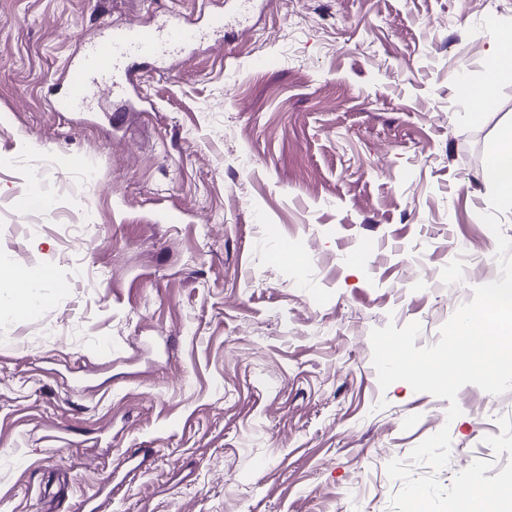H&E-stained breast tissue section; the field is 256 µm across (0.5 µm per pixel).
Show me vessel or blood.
<instances>
[{"label":"vessel or blood","instance_id":"1","mask_svg":"<svg viewBox=\"0 0 512 512\" xmlns=\"http://www.w3.org/2000/svg\"><path fill=\"white\" fill-rule=\"evenodd\" d=\"M231 22L223 11L210 12L206 29L179 19L154 25L106 28L101 39L87 42L69 69V87L57 100L59 110L83 112L89 109L102 82H111L123 92L138 61L164 60L211 36L223 35Z\"/></svg>","mask_w":512,"mask_h":512}]
</instances>
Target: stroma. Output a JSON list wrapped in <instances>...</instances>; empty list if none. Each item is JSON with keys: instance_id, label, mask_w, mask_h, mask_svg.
<instances>
[{"instance_id": "1", "label": "stroma", "mask_w": 512, "mask_h": 512, "mask_svg": "<svg viewBox=\"0 0 512 512\" xmlns=\"http://www.w3.org/2000/svg\"><path fill=\"white\" fill-rule=\"evenodd\" d=\"M258 4L137 65L134 104L106 87L75 113L52 102L85 42L204 24L195 0H0V269L46 297L0 310V512H394L388 462L442 427L443 486L512 459L486 442L512 390L483 415L462 387L450 422L448 400L380 389L370 343L413 321L416 347L437 343L500 277L481 170L512 82L488 112L462 86L483 83L512 0ZM47 158L96 181L32 209Z\"/></svg>"}]
</instances>
